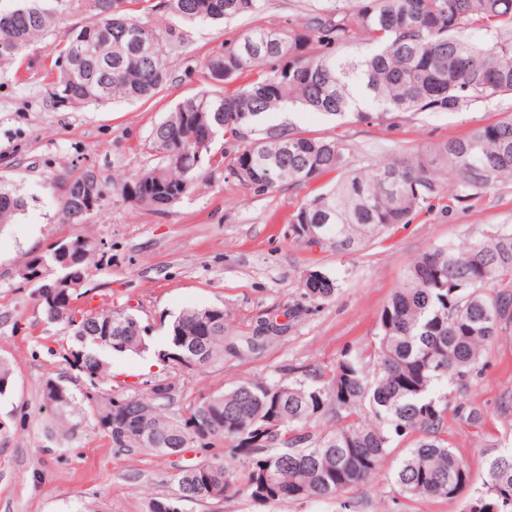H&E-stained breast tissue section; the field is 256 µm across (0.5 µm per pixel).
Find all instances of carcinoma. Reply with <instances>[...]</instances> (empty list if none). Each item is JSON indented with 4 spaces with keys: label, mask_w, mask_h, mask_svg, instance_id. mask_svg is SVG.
<instances>
[{
    "label": "carcinoma",
    "mask_w": 512,
    "mask_h": 512,
    "mask_svg": "<svg viewBox=\"0 0 512 512\" xmlns=\"http://www.w3.org/2000/svg\"><path fill=\"white\" fill-rule=\"evenodd\" d=\"M126 0H16L0 8V63L47 37L68 17L83 15L56 51L52 97L73 107L115 99L149 100L171 76L165 44L182 39L180 25L224 23L262 10V0H156L160 24L127 13ZM371 49L342 53L350 44ZM75 52L67 65L60 59ZM207 77L218 84L247 81L232 91L205 89L178 102L149 133L159 161L120 185L123 199L156 213L191 192L212 148L197 162L196 139L206 131L233 146L230 177L257 194L283 184L317 193L288 217L318 233L315 244L340 253L361 251L395 224H410L443 189L458 202L512 178V115L474 127L415 153L349 166L347 147L310 136L290 122L267 119L293 108L339 120L354 116L392 126L399 113L459 112L512 94V0H356L349 12L316 9L288 29L255 27L210 56ZM102 189L93 171L64 183L62 221L80 224L91 214L85 187ZM26 207L24 197L0 183V226ZM80 254L73 269L87 272L93 246L75 236ZM338 285L318 271L302 297L321 303ZM39 306L49 323L64 326L75 350L106 379V356L139 353L146 337L133 329L138 315L123 307L76 313L47 300ZM111 324L110 344L96 342ZM229 336L224 308L182 311L170 322L166 351L180 367L203 371L244 356L281 333ZM512 335V228L501 227L462 248L434 246L408 265L402 284L383 306L371 350L350 349L310 381L245 380L176 409V391L157 380L143 393L125 392L126 405L77 395L48 378L41 399L54 422L75 432L89 423L123 456L148 450L170 459L180 512L226 497L278 504L335 501L351 509L347 494L379 476L394 445L411 441L391 477L401 497L458 498L471 483L468 462L448 443L447 415L482 418L463 405L474 377L487 367V349ZM283 420L277 430L266 419ZM211 427L200 461L185 457L183 421ZM469 512H512V452L490 462L488 480Z\"/></svg>",
    "instance_id": "carcinoma-1"
}]
</instances>
